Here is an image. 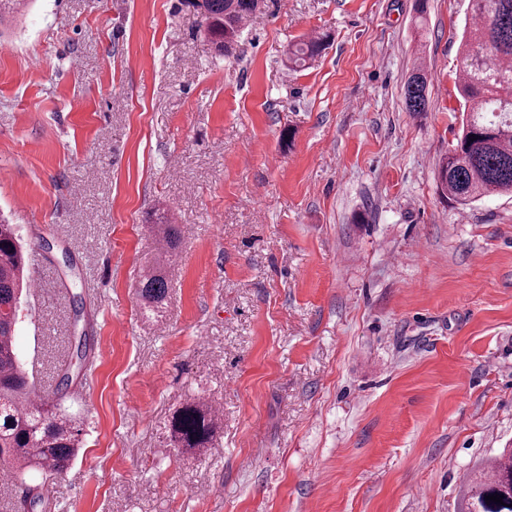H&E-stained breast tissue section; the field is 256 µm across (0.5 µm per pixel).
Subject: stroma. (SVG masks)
Returning a JSON list of instances; mask_svg holds the SVG:
<instances>
[{"label":"stroma","mask_w":512,"mask_h":512,"mask_svg":"<svg viewBox=\"0 0 512 512\" xmlns=\"http://www.w3.org/2000/svg\"><path fill=\"white\" fill-rule=\"evenodd\" d=\"M261 0L215 57L183 0H33L0 38V216L41 291L14 344L83 446L37 512H458L512 448V197L460 206L468 0ZM331 32L289 70V45ZM429 109H405L417 64ZM183 225L160 321L151 214ZM84 303L75 318L73 296ZM222 410L175 454L173 412Z\"/></svg>","instance_id":"1"}]
</instances>
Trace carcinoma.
Masks as SVG:
<instances>
[{"instance_id": "obj_1", "label": "carcinoma", "mask_w": 512, "mask_h": 512, "mask_svg": "<svg viewBox=\"0 0 512 512\" xmlns=\"http://www.w3.org/2000/svg\"><path fill=\"white\" fill-rule=\"evenodd\" d=\"M201 18L200 30L216 53L236 52L244 21L259 0H191ZM469 18L457 70L463 103L462 133L437 170L438 186L448 199L468 205L484 197L512 194V0H468ZM330 36L304 40L291 49L289 61L301 68L320 56ZM428 77L421 66L403 87L408 111L429 108ZM158 256L140 272L136 284L143 316L164 312L168 282L165 266L176 255L182 227L163 219L152 225ZM32 278L16 225L0 219V469L24 484L30 509L42 500L40 486L25 484L36 472L43 479L63 475L81 448L79 420L65 400L88 361L87 336L74 337L70 361L59 375L53 395L35 399L34 380L24 369L14 345L17 312ZM220 429L208 402L195 399L177 409L170 421L172 447L201 452L213 444ZM499 494L503 503L486 501ZM461 512H512V448L503 449L491 471L466 480Z\"/></svg>"}]
</instances>
